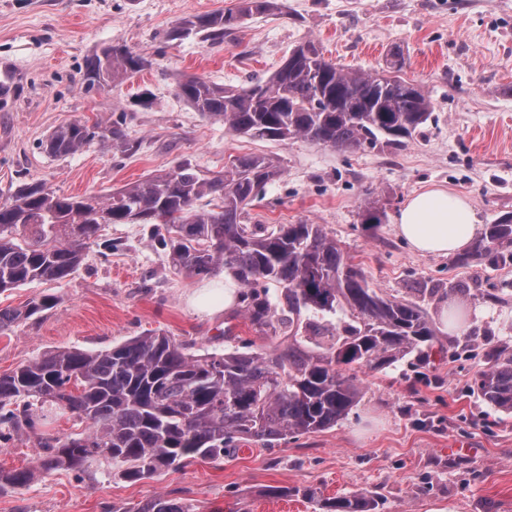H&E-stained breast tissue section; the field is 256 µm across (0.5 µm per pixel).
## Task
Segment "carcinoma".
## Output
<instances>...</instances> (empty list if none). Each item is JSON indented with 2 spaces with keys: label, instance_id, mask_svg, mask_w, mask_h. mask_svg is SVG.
<instances>
[{
  "label": "carcinoma",
  "instance_id": "carcinoma-1",
  "mask_svg": "<svg viewBox=\"0 0 512 512\" xmlns=\"http://www.w3.org/2000/svg\"><path fill=\"white\" fill-rule=\"evenodd\" d=\"M273 0H240L238 8L189 19L172 40L199 36L224 43ZM152 65L123 45L86 60L82 86L91 92L121 83ZM388 59L375 73L352 72L323 57L313 41L296 46L265 81L224 87L199 77L179 81L182 98L197 111L252 138L292 137L341 151L397 147L432 116L431 100L400 76ZM99 138L128 150L124 115L102 129L79 121L43 143L66 156ZM280 169L266 156L243 155L231 170L209 177L189 160L173 171L127 185L104 203L66 196L43 183L24 184L0 204V293L34 280H60L79 265L104 224H152V241L173 267L209 274L220 268L242 287L240 309L258 333L248 350L233 345L224 327V349L199 354L194 344L148 332L110 349L55 350L10 374H0V441L34 438L41 452L22 468L0 470V493L28 486L58 469L85 471L104 459L127 481L181 470L197 459L221 462L239 439L272 445L290 435L330 429L358 404L361 390L348 371L385 370L412 357L429 363L437 338L427 313L411 300L373 288L336 238L318 224L245 223L246 207ZM206 196L215 204L197 208ZM512 247V215L486 225L455 262L494 261ZM280 293L271 296L270 287ZM45 295L19 308L0 309V333L54 308ZM275 340L271 348L264 344ZM478 394L512 413V357L496 356L481 372ZM65 409L90 423L78 437H46L44 414L28 399ZM323 512H374L366 492L319 501ZM196 512L169 495L121 511Z\"/></svg>",
  "mask_w": 512,
  "mask_h": 512
}]
</instances>
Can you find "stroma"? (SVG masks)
I'll use <instances>...</instances> for the list:
<instances>
[{
    "label": "stroma",
    "instance_id": "35a3bbf8",
    "mask_svg": "<svg viewBox=\"0 0 512 512\" xmlns=\"http://www.w3.org/2000/svg\"><path fill=\"white\" fill-rule=\"evenodd\" d=\"M237 0H0V59L19 73L0 107V203L42 182L58 193L104 201L112 191L169 172L183 160L221 172L236 157L272 158L281 174L248 206L252 224H318L384 295L416 301L446 348L432 363L407 358L378 372L354 371L360 403L335 427L291 435L266 447L242 440L223 463L134 483L108 463L60 470L0 494V512H104L169 491L199 512H319L317 499L369 490L379 512H512V414L476 389L488 353L512 356V259L456 264L416 253L394 217L409 196L437 184L467 197L478 226L512 213V0H276L223 44L169 39L182 21L234 7ZM314 41L347 69H380L400 51L403 77L434 104L430 120L398 147L340 151L304 139L250 138L192 108L177 84L186 76L242 87L267 78L292 49ZM123 44L153 65L118 85L85 92V59ZM125 113L136 152L93 140L75 154L49 156L42 143L74 120L108 126ZM376 209L382 221L364 222ZM150 225L106 224L77 269L0 294V308L44 295L59 304L0 334V374L68 348L108 349L150 331L199 348L224 345L231 310L197 314L190 297L217 273H179L150 241ZM463 287L444 300L435 289ZM466 314L448 334L441 312ZM460 443L465 453L452 454ZM270 486L291 488L271 498ZM313 490L316 500L303 497Z\"/></svg>",
    "mask_w": 512,
    "mask_h": 512
}]
</instances>
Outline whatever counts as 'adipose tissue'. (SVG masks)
Instances as JSON below:
<instances>
[{"label":"adipose tissue","mask_w":512,"mask_h":512,"mask_svg":"<svg viewBox=\"0 0 512 512\" xmlns=\"http://www.w3.org/2000/svg\"><path fill=\"white\" fill-rule=\"evenodd\" d=\"M395 226L423 255L447 256L462 251L476 232L470 204L439 186L411 197L396 215Z\"/></svg>","instance_id":"1"}]
</instances>
